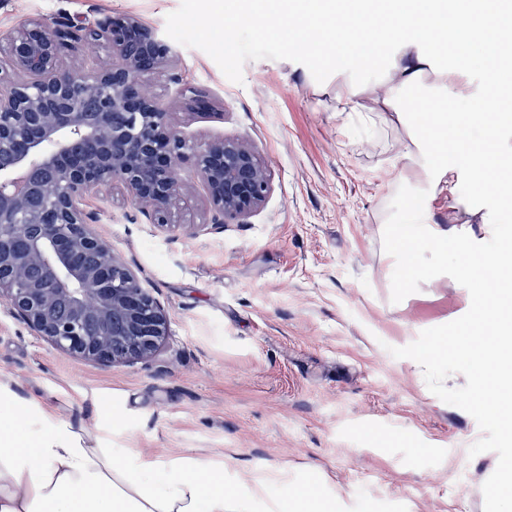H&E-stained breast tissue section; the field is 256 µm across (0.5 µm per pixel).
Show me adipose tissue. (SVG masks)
I'll list each match as a JSON object with an SVG mask.
<instances>
[{"mask_svg":"<svg viewBox=\"0 0 512 512\" xmlns=\"http://www.w3.org/2000/svg\"><path fill=\"white\" fill-rule=\"evenodd\" d=\"M261 18L287 15L273 28L286 41L312 42L315 34L336 33L334 58L350 66L368 65L362 46L383 58L382 79L355 101V91L339 85L338 99L352 100L364 119L381 112L407 133L409 155L422 167L433 193L447 196V226L429 224L422 212L413 230H392L389 249L402 254L414 272L421 242L436 244L440 255L454 254L458 271L480 289L468 315L448 343L457 357L478 359L484 391L495 415L512 410V382L502 376L512 350V324L501 287L512 277V242L491 252L488 269L472 267L477 252L474 225L489 221L488 203L512 201V15L482 6L479 18L457 0H251ZM479 36L483 53L472 62L467 47ZM454 56V65L443 62ZM478 67L483 87L478 104L461 108L448 101L449 89L465 90L470 67ZM425 99L434 113L413 110ZM484 134L481 151L468 145L472 128ZM25 408L0 392V512H229L224 471L206 457L186 453L160 457L132 448L119 453L93 444L89 434L58 424L41 432L28 427Z\"/></svg>","mask_w":512,"mask_h":512,"instance_id":"adipose-tissue-1","label":"adipose tissue"}]
</instances>
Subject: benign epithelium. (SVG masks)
Here are the masks:
<instances>
[{"instance_id":"benign-epithelium-1","label":"benign epithelium","mask_w":512,"mask_h":512,"mask_svg":"<svg viewBox=\"0 0 512 512\" xmlns=\"http://www.w3.org/2000/svg\"><path fill=\"white\" fill-rule=\"evenodd\" d=\"M89 33L108 65L71 59L84 31L65 20L31 17L0 40L18 75L0 91V298L56 347L114 363L151 356L167 319L87 200L117 188L149 223L176 227L175 173L191 161L206 226L245 220L272 184L247 139L189 140L144 93L178 57L155 29L114 13Z\"/></svg>"}]
</instances>
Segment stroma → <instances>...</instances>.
Instances as JSON below:
<instances>
[{
	"label": "stroma",
	"instance_id": "35a3bbf8",
	"mask_svg": "<svg viewBox=\"0 0 512 512\" xmlns=\"http://www.w3.org/2000/svg\"><path fill=\"white\" fill-rule=\"evenodd\" d=\"M113 13L178 49L180 83L144 81L173 124L198 142L248 139L272 190L244 223L200 232L206 201L188 163L178 230L154 228L121 193L90 198L97 231L137 268L168 334L149 358L97 362L0 301V389L26 402L36 430L66 423L105 448L212 458L240 512H280L306 483L333 512H490L512 433L480 404L471 364L419 359L455 331L477 288L451 261L431 275L429 247L427 274L398 287L402 259L386 242L404 222L401 190L433 224L447 223L448 200L431 197L388 114L366 122L335 98L379 71L314 68L303 47L226 28L214 0H0V38L32 16ZM197 97L208 112L190 110ZM267 476L270 494L254 497Z\"/></svg>",
	"mask_w": 512,
	"mask_h": 512
}]
</instances>
